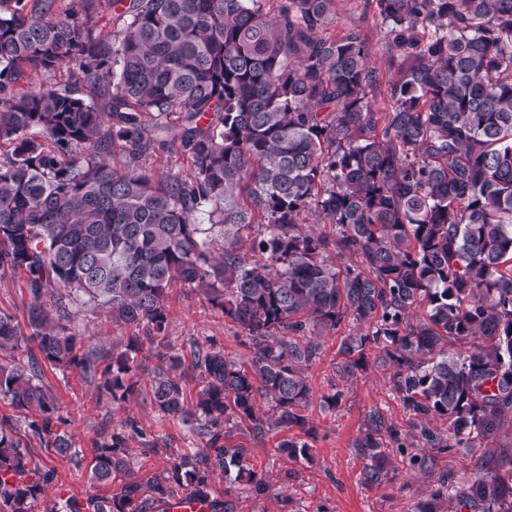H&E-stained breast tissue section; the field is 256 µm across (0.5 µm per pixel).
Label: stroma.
Masks as SVG:
<instances>
[{
	"mask_svg": "<svg viewBox=\"0 0 512 512\" xmlns=\"http://www.w3.org/2000/svg\"><path fill=\"white\" fill-rule=\"evenodd\" d=\"M362 30L371 46V62L383 76H390V53L383 37L380 16L373 0H335V8L320 34L336 39L349 28ZM30 295L24 278L8 274L0 278V312L14 317L19 325L28 323ZM71 332L82 338L83 353L106 357L113 347L125 341L128 329L112 325L93 307L77 309L69 324ZM354 326L345 320L333 330L318 332V353L307 370L313 397L306 408L305 429L312 457L298 462L277 455L278 434L259 437L234 430L232 443L248 448L254 468L268 474L269 493L261 498L239 488H227L216 479L211 498L216 504L231 503L233 512H415L417 503L426 498L442 474L455 481H467L480 474L482 463L496 464L512 459V425H505L495 441L473 448H453L437 455L434 469L409 471L399 454H391L387 483L364 484L365 461L355 451L354 443L364 428L370 409H380L401 431L412 432L416 418L393 391L392 366L380 364L374 354H367L365 370L342 378L336 367L343 360L340 345ZM167 336L172 352L183 361H191L195 343L213 340L231 356L246 354L239 340L240 329L214 308L195 288L176 287L170 304ZM139 383L125 402L112 404L100 398L97 379L85 376L79 368L67 370L43 364V381L50 386L61 406L64 431L71 435L79 452V461L57 456L46 441L33 437L28 441L32 468L54 469L53 482L38 501L35 512H61L64 502L88 496H110L114 488L89 480V462L98 443L119 431L121 422L134 418L139 430L127 433L131 468L137 480L144 481L162 473L169 454L193 456L205 446L181 418L159 412L151 401V372L155 351L143 347L138 356ZM341 392L336 408H325L323 396ZM157 443L160 451L148 454L145 442Z\"/></svg>",
	"mask_w": 512,
	"mask_h": 512,
	"instance_id": "1",
	"label": "stroma"
}]
</instances>
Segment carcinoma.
<instances>
[{"label":"carcinoma","instance_id":"carcinoma-1","mask_svg":"<svg viewBox=\"0 0 512 512\" xmlns=\"http://www.w3.org/2000/svg\"><path fill=\"white\" fill-rule=\"evenodd\" d=\"M0 0V276L24 275L31 333L0 314V399L35 411L32 435L77 457L42 368L95 373L70 332L76 305L133 329L112 352L99 390L123 402L138 354L165 334L171 294L201 289L245 340L243 360L208 341L193 352L200 388L185 396L179 355L158 357L151 401L206 438L159 476L134 480L125 433L97 445L90 479L122 482L110 497L67 501L68 512H149L180 496L211 502L215 477L254 497L270 482L249 449L225 442L248 424L260 436L297 427L318 351L310 326L349 318L341 377L365 350L395 366L393 390L420 423L408 438L379 409L354 448L363 481L389 475L386 444L410 470L420 452L473 448L512 421V0H375L394 75L384 110L371 47L352 27L318 31L334 0H113L122 27L102 35L101 0ZM76 80L24 89V70ZM125 155L122 168L107 157ZM181 151L191 170L157 175L147 160ZM261 225L250 249L242 232ZM311 211L332 235L307 231ZM355 259L340 269L327 249ZM476 340L465 353L448 341ZM265 400L267 408L257 398ZM448 421V436L424 421ZM276 454L311 456L293 435ZM28 443L0 420V512H34L50 469L29 468ZM456 500L470 512H512V467L467 484L443 474L416 512Z\"/></svg>","mask_w":512,"mask_h":512}]
</instances>
